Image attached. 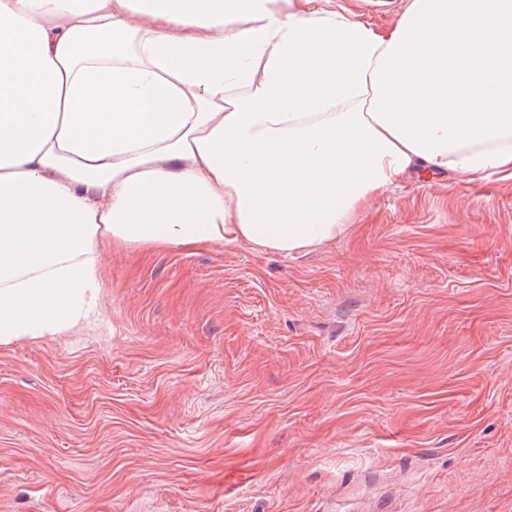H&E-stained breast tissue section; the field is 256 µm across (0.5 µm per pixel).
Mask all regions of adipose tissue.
<instances>
[{
  "label": "adipose tissue",
  "instance_id": "obj_1",
  "mask_svg": "<svg viewBox=\"0 0 512 512\" xmlns=\"http://www.w3.org/2000/svg\"><path fill=\"white\" fill-rule=\"evenodd\" d=\"M0 0V344L97 306L101 249L284 257L410 177L512 181V0ZM364 1L370 0H334L331 2L322 0L316 5L337 10H341L343 7L351 13L352 19L372 24L378 28L391 26L407 5V0H384L390 3L378 2L375 6L369 7Z\"/></svg>",
  "mask_w": 512,
  "mask_h": 512
}]
</instances>
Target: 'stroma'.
<instances>
[{"instance_id":"obj_1","label":"stroma","mask_w":512,"mask_h":512,"mask_svg":"<svg viewBox=\"0 0 512 512\" xmlns=\"http://www.w3.org/2000/svg\"><path fill=\"white\" fill-rule=\"evenodd\" d=\"M102 253L94 321L0 345V512H512V182L411 179L300 256Z\"/></svg>"}]
</instances>
